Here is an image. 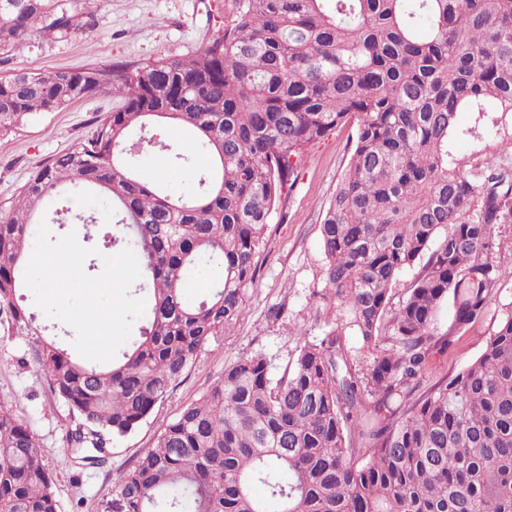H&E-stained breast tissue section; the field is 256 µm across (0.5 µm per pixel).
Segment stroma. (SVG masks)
I'll use <instances>...</instances> for the list:
<instances>
[{
  "label": "stroma",
  "mask_w": 512,
  "mask_h": 512,
  "mask_svg": "<svg viewBox=\"0 0 512 512\" xmlns=\"http://www.w3.org/2000/svg\"><path fill=\"white\" fill-rule=\"evenodd\" d=\"M90 8L95 20L92 32H78L64 41L37 34L21 55L0 64V76L26 66L54 70L187 57L223 32L230 18L228 0H90ZM120 103L117 96L100 94L56 112L38 114L0 135V212L9 209L32 166L88 137L98 120ZM353 138V128L342 127L310 147L294 187L282 196L272 214L268 253L260 257L256 278L244 290L236 324L205 346L149 417L126 436L108 443L100 465H79L82 451L70 442L77 420L65 402L49 390L47 377L34 357L37 337L20 329L10 307L0 303V403L27 423L39 442L59 512H102L105 494L121 480L140 450L154 446L182 406L208 392L230 363L259 353L270 360L272 372L278 376L299 344L321 338L333 311L322 298L326 260L320 225L323 209L349 161ZM85 232L81 224L42 225L31 255L32 276L51 269L64 243L82 247ZM496 251L509 276L489 302L483 321L449 348L442 362L445 372H458L481 354L503 305L512 302V224L500 225ZM112 283L113 273L102 263L93 271L88 287L67 289V308L50 306L44 289L38 287L31 288L28 304L38 324L54 327L57 339L72 345L78 356L108 363L136 332L138 308L122 307L112 320L111 334L105 336L87 333L74 319L96 320L101 299Z\"/></svg>",
  "instance_id": "stroma-1"
}]
</instances>
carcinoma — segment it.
Listing matches in <instances>:
<instances>
[{
    "instance_id": "obj_1",
    "label": "carcinoma",
    "mask_w": 512,
    "mask_h": 512,
    "mask_svg": "<svg viewBox=\"0 0 512 512\" xmlns=\"http://www.w3.org/2000/svg\"><path fill=\"white\" fill-rule=\"evenodd\" d=\"M85 0H0V62L36 33L93 27ZM222 34L188 58L0 78V133L98 94L122 98L92 135L30 171L0 216V301L26 329L37 214L60 190L97 194L134 254L150 311L120 358L89 364L52 340L36 360L82 423L72 442L132 432L237 322L271 214L308 148L355 129L320 228L334 322L276 379L239 358L181 408L106 496L112 512H512V302L482 353L440 371L454 336L486 313L512 224V137L504 163L454 157L458 115H512V0H232ZM193 133L171 141L164 124ZM164 154L192 190L138 172ZM208 163L201 167L197 157ZM202 262L219 278L194 304ZM419 266L398 306L393 291ZM454 318L439 331L441 306ZM371 351L361 366L342 336ZM263 494L255 493V488ZM0 512H58L40 445L0 404ZM498 261L502 269L508 272L512 271V224H501L496 240V249Z\"/></svg>"
}]
</instances>
